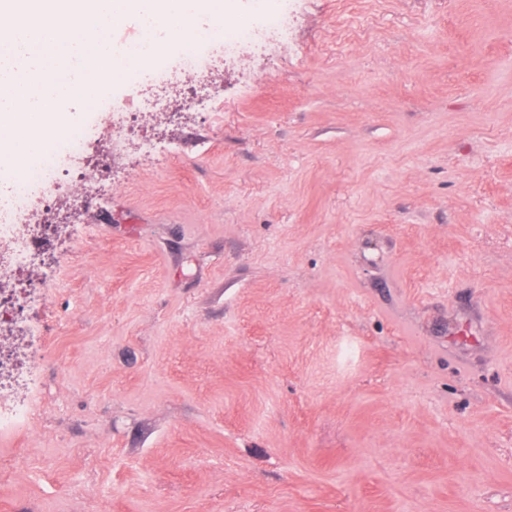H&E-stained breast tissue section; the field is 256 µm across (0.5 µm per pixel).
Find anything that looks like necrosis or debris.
<instances>
[{
  "label": "necrosis or debris",
  "mask_w": 512,
  "mask_h": 512,
  "mask_svg": "<svg viewBox=\"0 0 512 512\" xmlns=\"http://www.w3.org/2000/svg\"><path fill=\"white\" fill-rule=\"evenodd\" d=\"M298 4L299 0H253L252 16L246 24H213L205 38V48L190 49L174 66L156 71L135 89L128 104L109 100L97 103V112L112 117L110 157L120 158L133 151L154 157V141L131 139L139 118L169 113V91L178 83H199L196 96L201 100L219 94L225 66L239 64L245 55L287 40L289 20L297 13ZM85 148V122L80 119L67 137L55 141L40 161L29 168L23 180L13 183L9 199L0 202V284L14 268L32 260L29 229L33 224L30 199L34 186L68 179L69 200L75 204L106 191L107 185L97 167H77L72 163L73 158L84 155Z\"/></svg>",
  "instance_id": "4bbe7bcc"
}]
</instances>
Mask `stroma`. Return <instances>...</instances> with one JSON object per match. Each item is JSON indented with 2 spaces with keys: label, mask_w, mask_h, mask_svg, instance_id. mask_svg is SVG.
<instances>
[{
  "label": "stroma",
  "mask_w": 512,
  "mask_h": 512,
  "mask_svg": "<svg viewBox=\"0 0 512 512\" xmlns=\"http://www.w3.org/2000/svg\"><path fill=\"white\" fill-rule=\"evenodd\" d=\"M159 137L0 288V512H512V0H301ZM31 419V408L27 403H8L2 406L0 399V434L13 432Z\"/></svg>",
  "instance_id": "stroma-1"
}]
</instances>
